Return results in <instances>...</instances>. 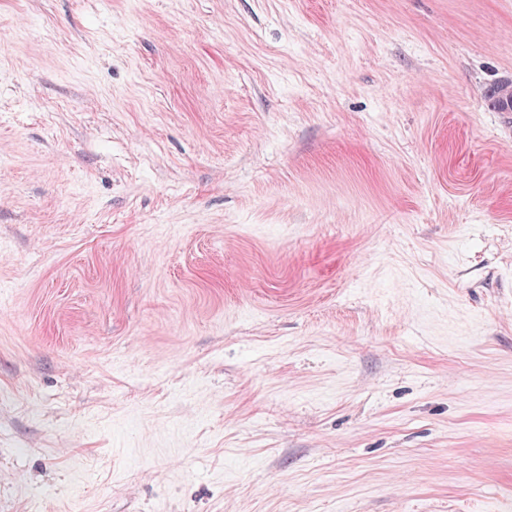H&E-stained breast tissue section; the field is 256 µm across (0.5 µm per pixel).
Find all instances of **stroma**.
I'll return each mask as SVG.
<instances>
[{"label":"stroma","instance_id":"obj_1","mask_svg":"<svg viewBox=\"0 0 512 512\" xmlns=\"http://www.w3.org/2000/svg\"><path fill=\"white\" fill-rule=\"evenodd\" d=\"M512 0H0V512H512Z\"/></svg>","mask_w":512,"mask_h":512}]
</instances>
